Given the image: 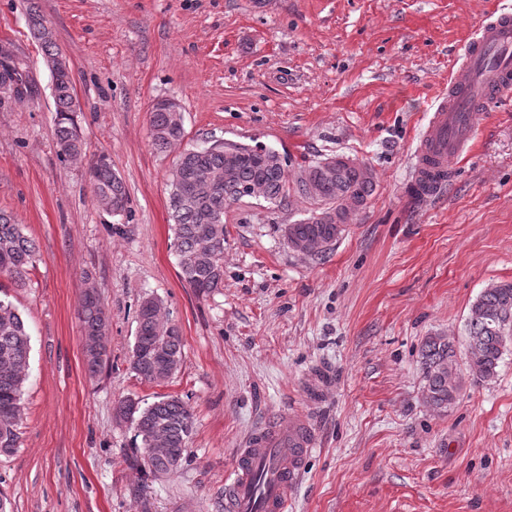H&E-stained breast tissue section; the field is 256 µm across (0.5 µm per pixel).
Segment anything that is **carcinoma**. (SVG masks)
Here are the masks:
<instances>
[{
    "label": "carcinoma",
    "instance_id": "obj_1",
    "mask_svg": "<svg viewBox=\"0 0 512 512\" xmlns=\"http://www.w3.org/2000/svg\"><path fill=\"white\" fill-rule=\"evenodd\" d=\"M30 22L35 38L44 52V61L53 77L55 136L58 152L65 160L86 158L83 137L74 118L76 104L68 58L57 45L54 35L45 27V20L32 13ZM153 144L165 149L184 138V125L169 122L168 114L156 104L149 117ZM237 152L232 172L224 171L229 160L225 147L206 150H184L171 172L168 213L173 231L179 275L199 295H207L224 285V206L242 198V192L255 187L263 198L275 202L288 192V172L276 152L249 145H234ZM94 200L103 210L112 206L127 207L128 195L122 179L112 170V161L102 153L88 161ZM210 178L208 191L194 197L176 198L178 181L182 178ZM316 165L305 169L294 181V190L301 197L319 205V211L288 224L284 229L287 244L296 241H321L330 246L342 237L345 229L338 227L343 205L354 200L366 205L374 192L371 170H362L340 163L336 179L321 187V197H314L308 183L319 184ZM39 253L35 239L25 233L24 225L13 215L0 210V277L16 286L27 283L30 268ZM512 312V282L501 281L485 288L469 309L466 331L468 343L479 347L481 358L469 367L473 378L487 382L497 376L504 353L502 337L512 335V320L501 314ZM80 318L84 334V355L87 371L97 374L109 359L106 345L107 317L97 288L89 287L83 298ZM185 344L177 325L162 313L157 298H147L139 306L137 331L130 355V368L148 383L169 380L180 368ZM30 356V335L21 314L13 304L0 299V451L9 452L19 444L18 426L22 420L23 386ZM453 344L442 336H429L421 347L422 366L426 379L425 398L436 410L455 402L458 385L448 380L443 366L455 360ZM146 445L147 437L161 431L168 452L144 458L152 475L176 471L186 460L194 429V413L178 396H162L152 403L126 398L118 405Z\"/></svg>",
    "mask_w": 512,
    "mask_h": 512
}]
</instances>
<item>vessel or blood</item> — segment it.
<instances>
[{"instance_id":"obj_1","label":"vessel or blood","mask_w":512,"mask_h":512,"mask_svg":"<svg viewBox=\"0 0 512 512\" xmlns=\"http://www.w3.org/2000/svg\"><path fill=\"white\" fill-rule=\"evenodd\" d=\"M512 103V0L484 16L473 29L448 79L428 110L430 117L412 156L409 184L423 199L449 183L456 161L472 146L478 118L491 106ZM315 444L302 417L272 422L236 452L224 494L226 512H288Z\"/></svg>"}]
</instances>
